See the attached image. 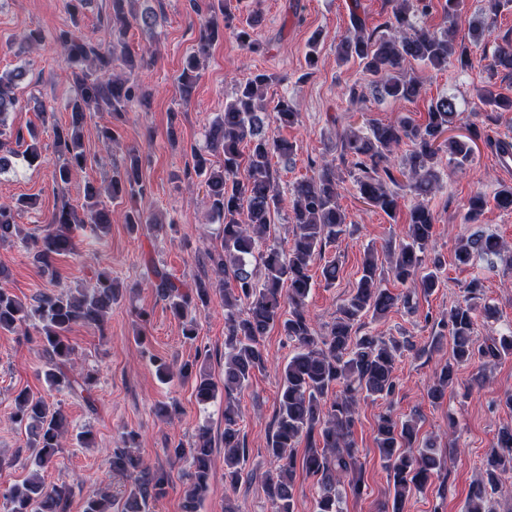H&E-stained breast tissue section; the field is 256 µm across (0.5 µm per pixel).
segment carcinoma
Returning a JSON list of instances; mask_svg holds the SVG:
<instances>
[{"label":"carcinoma","instance_id":"obj_1","mask_svg":"<svg viewBox=\"0 0 512 512\" xmlns=\"http://www.w3.org/2000/svg\"><path fill=\"white\" fill-rule=\"evenodd\" d=\"M147 2L107 0L104 39L68 30L58 36L72 69L76 95L69 126L54 127L57 162L53 179L60 200L52 220L56 228L26 240L33 260L44 268H51L58 255L75 253L72 225L91 224L100 240L110 231L112 211L102 206L101 193L94 184L85 187L84 218L70 204L67 191L74 175L87 166L80 134L87 116L108 112L121 117L133 102L145 101L135 78L144 67V56L130 47L126 36L134 26L155 35L159 17L145 6ZM390 3L388 19L372 30L353 15L349 34L336 44L340 62L353 59L363 65L377 99L413 102L421 95L422 81L402 73L406 61L436 71L448 67L452 60L462 69L471 66L468 47L457 41L452 31L461 18L464 0H443L442 11L450 27L441 32L424 23L435 10L434 0ZM511 4L512 0H485L483 19L472 26L473 37L489 38L498 13ZM263 21L257 10L239 19L227 0H211L201 18L199 48L186 58L177 77L181 100H191L202 59L210 46L224 40V31H230L249 51L258 52L261 44L254 40L253 31ZM486 70L488 80L477 96L489 111L480 122L468 126L465 136L444 137L458 116L457 99L448 95L430 101L422 123L404 116L388 123L368 119L361 125L348 124L338 137L336 157L312 162V175L295 182L289 190L292 237L286 254L266 243L283 205L271 159L276 156L288 165L295 150L292 143L270 131L264 100L274 76L258 73L238 81L234 98L225 103L224 113L208 132L207 149L193 151L194 172L205 189L211 217L222 224V250L210 255L219 279L199 280L185 289L157 270L154 288L168 301L173 316L182 321L188 337L195 335V312L208 305L214 289H224L223 386L204 371L193 373L190 365L184 366L180 375L194 377L196 398L202 403L224 389V479L232 488L242 479L247 451L236 395L265 367L262 340L272 328H279L294 344L295 352L283 370L272 433L266 442L275 470L266 473L263 482L273 512H296L295 476L299 469L314 480L315 512H343L346 493L356 497L363 494V469L354 440L358 406L370 397L394 394L396 362L404 352L413 350L414 344L405 336L385 339L363 334L361 327L365 318H383L399 304L415 312L413 295L394 294L382 287L384 274H391L400 283L416 279L425 294L440 285L442 261L429 257L436 217L427 197L439 183L442 155H448V163L465 167L473 160V144L482 138L483 126L496 121L502 112H512V97L500 92L494 81L502 71L512 73L511 38L506 36L496 43ZM26 77L22 68L0 72V171L10 166L13 155L10 141L4 139V117L19 104L14 89L26 82ZM275 120L291 127L298 120V112L283 98L276 105ZM402 144L408 149L399 156L397 149ZM211 154L222 157L219 166L211 163ZM348 177L367 204L390 218L400 210L406 196L414 197L415 202L408 207L404 239L386 251L383 263L373 249H367L353 293L339 305L334 321L319 327L306 309L311 288L309 267L347 231V216L338 199L341 184ZM146 190L141 157L132 152L115 167L108 195L113 199L133 198ZM494 201L498 208L512 210V184L499 185ZM485 205L481 195L470 198L463 222L478 223ZM17 210L16 204H0V243L18 235ZM124 222L132 227L161 226L156 217L138 210L125 213ZM506 250L512 252V246L479 231L459 240L454 257L463 266L482 260L491 271ZM477 288L478 283H471L470 298L451 306L437 322L442 331L432 338V344L438 347L445 336H450L452 357L427 389L432 404L447 396L458 365L475 358L512 356V335L489 336L482 341L476 336L477 317H495L490 305L477 301ZM120 298L117 283L106 272L98 273L87 288L41 294L29 304L1 288L0 330L37 326L38 342L48 365L46 382L57 389L87 392L91 377L68 373L76 362V348L67 333L77 324L103 327L112 304ZM15 405L13 419L26 430L35 472L3 494L7 512H65L70 488H47L40 471L58 464L67 432L66 416L43 396L27 390L16 396ZM301 442L305 448L300 457L296 448ZM375 443L392 481L391 512H405L411 490L426 486L442 469L444 453L434 440L419 437L415 417L397 420L389 411L378 415ZM173 453L177 458L186 455L191 459L183 512H198L208 490L210 438L202 432L191 448L176 447ZM108 463L112 472L130 480L121 512H150V505L165 497L164 474L152 468L133 446L112 449ZM511 478L512 430L504 429L472 481L463 512H494L492 494ZM84 512H112L110 496L102 492L89 495Z\"/></svg>","mask_w":512,"mask_h":512}]
</instances>
